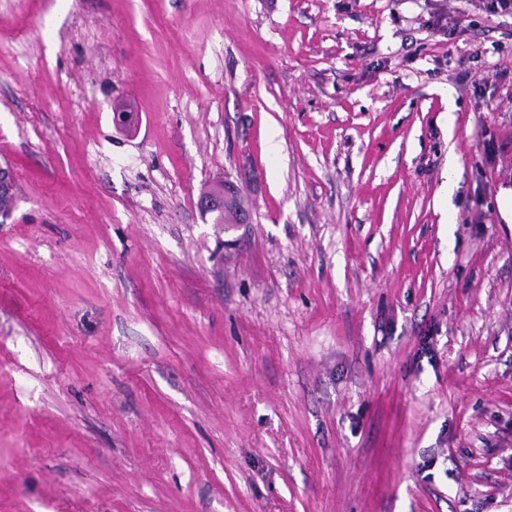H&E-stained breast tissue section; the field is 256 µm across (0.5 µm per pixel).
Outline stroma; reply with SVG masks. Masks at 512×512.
I'll list each match as a JSON object with an SVG mask.
<instances>
[{"instance_id": "obj_1", "label": "stroma", "mask_w": 512, "mask_h": 512, "mask_svg": "<svg viewBox=\"0 0 512 512\" xmlns=\"http://www.w3.org/2000/svg\"><path fill=\"white\" fill-rule=\"evenodd\" d=\"M474 2L0 0V512H512Z\"/></svg>"}]
</instances>
